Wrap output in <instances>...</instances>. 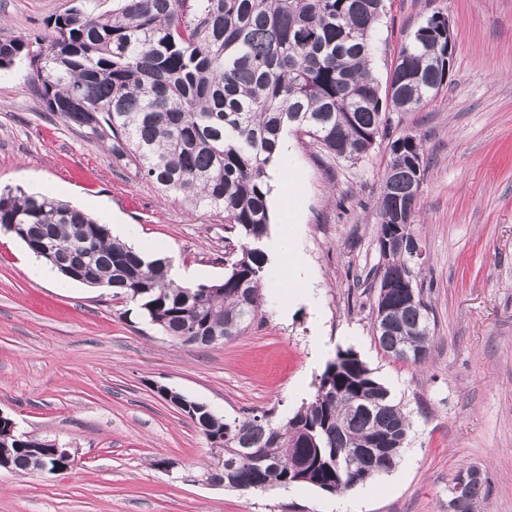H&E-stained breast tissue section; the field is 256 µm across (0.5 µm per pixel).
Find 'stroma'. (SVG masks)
Wrapping results in <instances>:
<instances>
[{
  "label": "stroma",
  "mask_w": 512,
  "mask_h": 512,
  "mask_svg": "<svg viewBox=\"0 0 512 512\" xmlns=\"http://www.w3.org/2000/svg\"><path fill=\"white\" fill-rule=\"evenodd\" d=\"M72 0H0V40L35 41ZM455 43L447 85L425 107L390 113L421 139L427 170L416 281L432 309L423 365L385 356L372 333L380 265L377 200L386 141L346 161L308 140L278 158L262 306L240 336L180 348L106 288L67 281L0 231V411L18 431L71 448L65 474L0 472V512H448V481L477 465L484 512H512V0H386L371 72L385 81L434 12ZM74 205L189 283L224 276V216L164 196L110 145L48 112L28 60L0 69V189ZM293 226L306 288L276 257ZM350 348L411 421L396 467L343 495L309 485L241 492L209 481L224 452L160 396L164 385L221 416L310 402L337 350Z\"/></svg>",
  "instance_id": "35a3bbf8"
}]
</instances>
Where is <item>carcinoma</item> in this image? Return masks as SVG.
<instances>
[{
  "label": "carcinoma",
  "mask_w": 512,
  "mask_h": 512,
  "mask_svg": "<svg viewBox=\"0 0 512 512\" xmlns=\"http://www.w3.org/2000/svg\"><path fill=\"white\" fill-rule=\"evenodd\" d=\"M385 0H113L112 13L71 6L55 16V35L37 51L23 39L0 41V69L26 58L46 108L65 122L112 142L163 192L195 207L224 213V278L176 283L165 258L146 259L112 238L84 211L20 188L0 191V229L37 257L68 250L116 295L136 303L142 317L176 344L198 332L218 340L245 332L258 316L267 256L270 209L267 168L289 133L305 136L347 160L368 155L386 135L385 114L424 106L447 84L448 18L437 12L401 47L380 88L371 74L372 32ZM378 198V247L392 226L408 237L424 178L418 138L396 136ZM408 252L393 251L379 269L374 308L387 309L378 347L414 344L427 359L431 317ZM205 437L224 434V485L246 492L308 484L347 492L390 472L404 449L408 415L352 349L340 350L320 377L301 418L276 424L271 413L227 420L189 416ZM379 458L358 452L375 441ZM44 440L28 435L7 448L11 471L57 466ZM260 448L259 469L229 452ZM307 463L297 468V461ZM489 482L470 485L458 512H478Z\"/></svg>",
  "instance_id": "obj_1"
}]
</instances>
